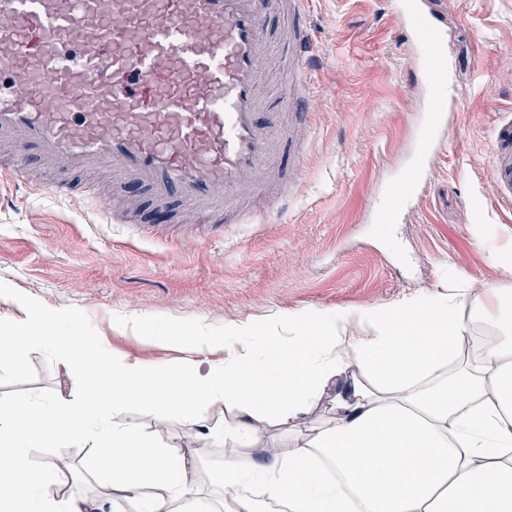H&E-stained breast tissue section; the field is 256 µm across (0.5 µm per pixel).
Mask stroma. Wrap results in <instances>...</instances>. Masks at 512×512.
I'll use <instances>...</instances> for the list:
<instances>
[{
    "mask_svg": "<svg viewBox=\"0 0 512 512\" xmlns=\"http://www.w3.org/2000/svg\"><path fill=\"white\" fill-rule=\"evenodd\" d=\"M396 2L311 0V98L305 125L294 129L303 143L288 163L285 213L253 194L241 223L204 240L194 209L152 210L149 220L171 227L148 237L136 224L102 223L83 191L86 175L57 162L31 155L41 185L1 175L0 323L24 318L32 305L76 311L113 357L158 368L188 356L168 333L202 331L214 338L196 357L205 368L226 356L225 331L251 322L278 347L292 336L289 317L306 312L375 310L459 285L512 293V266L493 257L512 247V202L488 169L493 128L512 118V0H426L441 21L459 108L420 190L396 223L383 225L373 215L412 162L424 108ZM61 184L66 192L55 194ZM350 384V374L334 378L309 420L292 429L262 422L249 453L313 437V421L332 419V398ZM79 386L56 356L34 350L0 378V397H68ZM125 420L155 441L197 449L202 494L223 496V446L176 424L159 429L152 409L136 403Z\"/></svg>",
    "mask_w": 512,
    "mask_h": 512,
    "instance_id": "obj_1",
    "label": "stroma"
}]
</instances>
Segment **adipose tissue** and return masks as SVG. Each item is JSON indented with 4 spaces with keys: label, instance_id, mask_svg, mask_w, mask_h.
<instances>
[{
    "label": "adipose tissue",
    "instance_id": "ef3b65f1",
    "mask_svg": "<svg viewBox=\"0 0 512 512\" xmlns=\"http://www.w3.org/2000/svg\"><path fill=\"white\" fill-rule=\"evenodd\" d=\"M492 336L472 356L465 315ZM361 336L344 335L350 320ZM82 317L31 307L0 326V376L35 349L68 361L76 397L0 398V512H92L67 491L75 472L65 448H91L109 481L113 512H258L238 488L254 482L289 512H512V296L451 289L446 298L399 302L371 313L337 310L290 318L287 346L265 351L256 325L231 330L224 361L158 369L112 358L80 330ZM357 366L336 418L312 440L260 463L242 453L259 417L301 420L334 376ZM221 398L239 420L224 429V498L202 499L191 454L148 440L123 408H153L158 423L204 427L200 410ZM44 448V462H30Z\"/></svg>",
    "mask_w": 512,
    "mask_h": 512
}]
</instances>
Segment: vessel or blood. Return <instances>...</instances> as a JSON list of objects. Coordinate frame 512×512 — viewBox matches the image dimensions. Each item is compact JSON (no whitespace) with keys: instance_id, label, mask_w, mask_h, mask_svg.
I'll use <instances>...</instances> for the list:
<instances>
[{"instance_id":"vessel-or-blood-1","label":"vessel or blood","mask_w":512,"mask_h":512,"mask_svg":"<svg viewBox=\"0 0 512 512\" xmlns=\"http://www.w3.org/2000/svg\"><path fill=\"white\" fill-rule=\"evenodd\" d=\"M308 0H0V134L16 150L8 171L26 182L29 149L74 172L106 166L117 189L150 203L201 208L203 224H230L240 187L287 147L279 119L262 118L256 62L266 18L294 13L279 110L304 120L311 36ZM403 33L418 46L428 89L417 131L424 145L389 194L412 197L425 155L443 144L458 104L437 71L448 59L438 19L416 7ZM491 179L512 200V122L493 133Z\"/></svg>"}]
</instances>
